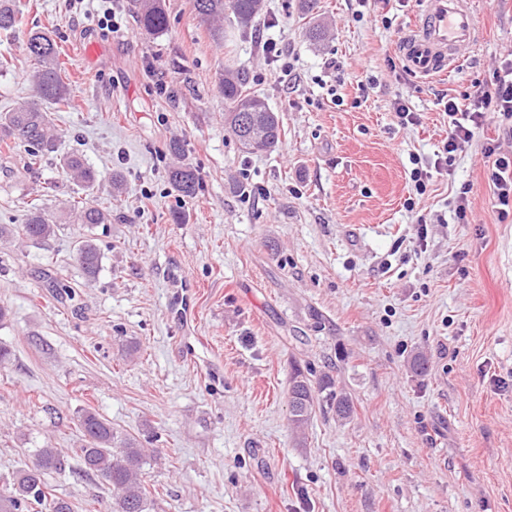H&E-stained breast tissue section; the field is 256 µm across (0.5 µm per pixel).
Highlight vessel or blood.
<instances>
[{
  "mask_svg": "<svg viewBox=\"0 0 512 512\" xmlns=\"http://www.w3.org/2000/svg\"><path fill=\"white\" fill-rule=\"evenodd\" d=\"M480 37L471 0H422L396 51L411 74L428 78L453 70Z\"/></svg>",
  "mask_w": 512,
  "mask_h": 512,
  "instance_id": "b4317fda",
  "label": "vessel or blood"
}]
</instances>
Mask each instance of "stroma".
<instances>
[{
  "label": "stroma",
  "mask_w": 512,
  "mask_h": 512,
  "mask_svg": "<svg viewBox=\"0 0 512 512\" xmlns=\"http://www.w3.org/2000/svg\"><path fill=\"white\" fill-rule=\"evenodd\" d=\"M17 4L22 26L0 33V113L33 98L26 33L49 31L71 90L51 112L59 148L82 154L99 187L84 196L55 156L32 168L23 148L0 147V224L34 206L58 222L48 239L0 243V491L55 448L67 461L45 476L56 495L112 512L111 486L80 471L90 409L149 448L151 512H512V216H498L482 151L512 152L504 122L425 194L409 180L412 158L433 160L448 134L441 97L463 101L512 58V0H477L479 47L462 51L461 73L426 81L395 51L421 0H319V43L297 0H264L252 28L221 42L193 0H164L160 37L129 0H114L116 33L99 0ZM262 36L284 46L291 76ZM233 64L280 117L272 152L243 153L224 125L219 75ZM400 99L420 123L397 124ZM175 138L203 180L192 199L167 180ZM84 201L112 214L90 233L91 282L69 219ZM296 364L353 403L345 420L322 405L302 442ZM78 259L88 281L96 278L102 261V254L92 238L80 241Z\"/></svg>",
  "instance_id": "obj_1"
}]
</instances>
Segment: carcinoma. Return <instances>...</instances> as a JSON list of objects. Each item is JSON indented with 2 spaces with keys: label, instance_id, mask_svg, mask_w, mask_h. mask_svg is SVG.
I'll return each instance as SVG.
<instances>
[{
  "label": "carcinoma",
  "instance_id": "cac0c4a2",
  "mask_svg": "<svg viewBox=\"0 0 512 512\" xmlns=\"http://www.w3.org/2000/svg\"><path fill=\"white\" fill-rule=\"evenodd\" d=\"M263 0H194L199 15L219 22L229 18L241 30L250 29L262 10ZM137 21L147 32L162 36L169 30L164 0H132ZM22 15L16 0H0V32L16 30ZM25 49L38 67L30 75L36 99L19 104L0 114V141H13L24 147L34 166L43 156L55 152L57 136L52 128L51 105L70 103V91L60 77L59 49L51 34L41 30L28 33ZM249 74L244 69L226 68L220 78L227 110L224 122L242 151L248 154L268 152L280 140L278 117L264 100L247 90ZM169 153L178 159L167 172L170 185L182 197L193 198L203 187L199 171L179 161L184 154L183 143L173 140ZM60 166L69 180L83 192L94 190L98 174L82 155L72 152L60 159ZM72 222L90 228L110 223V214L93 206H77L71 212ZM56 220L43 209H30L21 225L22 234L30 240H42L55 232ZM78 259L87 280L96 278L102 254L92 239L80 241ZM308 367L293 366L289 392L291 424L299 439H305L306 429L316 414L317 400ZM323 399L341 419L352 413L349 397L337 389L335 380L325 375L319 381ZM81 426L86 445L80 449L84 469L112 486V512H148L149 495L140 480L146 450L133 437L123 436L100 414L87 410ZM65 468V460L55 448H41L36 464L20 473L9 495L0 494V512H72L62 497L49 492L44 475L49 470Z\"/></svg>",
  "mask_w": 512,
  "mask_h": 512
}]
</instances>
